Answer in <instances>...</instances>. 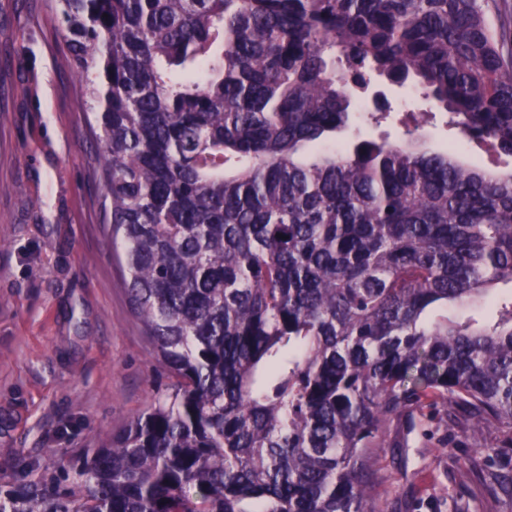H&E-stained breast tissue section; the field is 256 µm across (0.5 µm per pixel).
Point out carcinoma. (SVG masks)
Returning a JSON list of instances; mask_svg holds the SVG:
<instances>
[{
    "label": "carcinoma",
    "instance_id": "carcinoma-1",
    "mask_svg": "<svg viewBox=\"0 0 512 512\" xmlns=\"http://www.w3.org/2000/svg\"><path fill=\"white\" fill-rule=\"evenodd\" d=\"M116 260L170 383L0 512H375L392 416L512 445V17L501 0H54ZM381 76L426 148L336 134ZM511 288L497 292V285ZM447 121V115L441 112L428 115L421 131L426 147L435 149L447 146L457 138V130L449 126ZM461 160L474 158L483 166L488 167L500 174L512 172V157L494 152H486V147L477 142L471 143L466 152L459 155Z\"/></svg>",
    "mask_w": 512,
    "mask_h": 512
}]
</instances>
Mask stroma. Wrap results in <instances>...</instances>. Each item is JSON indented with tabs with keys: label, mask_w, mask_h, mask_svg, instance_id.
Segmentation results:
<instances>
[{
	"label": "stroma",
	"mask_w": 512,
	"mask_h": 512,
	"mask_svg": "<svg viewBox=\"0 0 512 512\" xmlns=\"http://www.w3.org/2000/svg\"><path fill=\"white\" fill-rule=\"evenodd\" d=\"M52 0H0V475L53 471L60 453L110 443L169 379L132 315L100 202L101 145L73 102L80 84ZM391 114L347 133L405 136L423 112L426 147L457 131L428 101L373 78ZM374 455L376 512H512L498 465L473 462L500 432L465 411L393 416Z\"/></svg>",
	"instance_id": "1"
}]
</instances>
